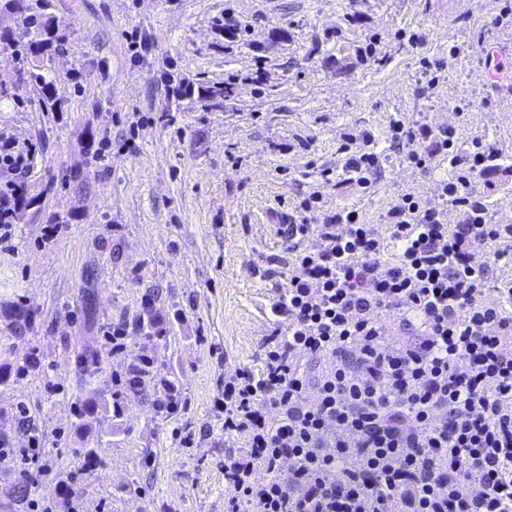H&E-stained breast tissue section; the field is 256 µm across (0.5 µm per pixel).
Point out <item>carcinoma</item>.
I'll use <instances>...</instances> for the list:
<instances>
[{
	"instance_id": "cac0c4a2",
	"label": "carcinoma",
	"mask_w": 512,
	"mask_h": 512,
	"mask_svg": "<svg viewBox=\"0 0 512 512\" xmlns=\"http://www.w3.org/2000/svg\"><path fill=\"white\" fill-rule=\"evenodd\" d=\"M16 16L30 35L22 61L28 64L27 73L31 80L41 84V90L47 100L57 102L58 97L54 83L41 72L40 61L44 56L60 50L62 37L51 12V0H0V14ZM40 194L28 191L21 193L14 204L13 219L21 220L26 212L37 204ZM80 362L86 373L93 377L101 371L99 355L87 350L79 355ZM134 383L131 391L142 394L150 387L156 386V372L153 363L141 359L131 371ZM103 405L98 390L91 389L79 406L76 417L79 420L77 429L81 432L89 430L90 422L98 416Z\"/></svg>"
}]
</instances>
